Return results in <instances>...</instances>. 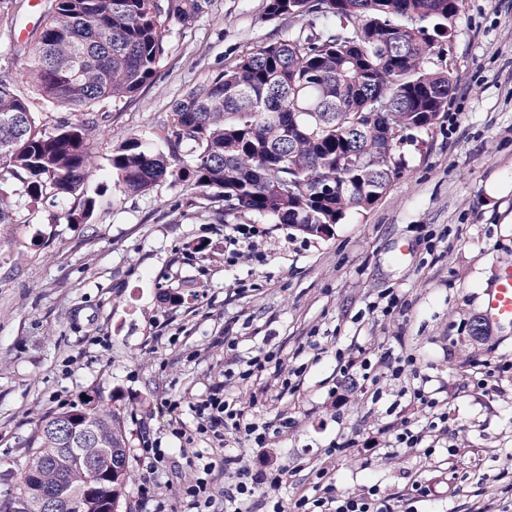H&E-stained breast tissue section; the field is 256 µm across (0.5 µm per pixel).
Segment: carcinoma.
<instances>
[{"label": "carcinoma", "instance_id": "obj_1", "mask_svg": "<svg viewBox=\"0 0 512 512\" xmlns=\"http://www.w3.org/2000/svg\"><path fill=\"white\" fill-rule=\"evenodd\" d=\"M460 0H266L264 18L286 21L288 36L258 45L232 67L191 88L172 107L163 146L132 135L109 158L119 191L148 195L168 180L183 183L225 223L246 215L316 237L386 194L400 173L396 133L427 130L448 107L452 73L429 66L437 39ZM211 0H51L32 33L26 81L14 85L0 66V224L13 207L72 200L48 212L54 224H80L93 202L84 189L97 171L90 137L98 109L135 97L155 79L166 54L164 33L188 27ZM39 106L83 116L73 125L37 124ZM92 426L85 447L64 445L69 432ZM121 470L104 482L85 460ZM11 496L37 501L62 492L100 512H120L131 486L123 417L98 392L45 416L30 440Z\"/></svg>", "mask_w": 512, "mask_h": 512}]
</instances>
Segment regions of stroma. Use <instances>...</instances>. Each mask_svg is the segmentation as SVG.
<instances>
[{
    "instance_id": "stroma-1",
    "label": "stroma",
    "mask_w": 512,
    "mask_h": 512,
    "mask_svg": "<svg viewBox=\"0 0 512 512\" xmlns=\"http://www.w3.org/2000/svg\"><path fill=\"white\" fill-rule=\"evenodd\" d=\"M264 7L213 0L191 28L170 24L153 82L90 140L101 172L86 186L88 223L51 224L22 205L0 224V471L19 464L42 417L97 390L123 416L131 449L146 434L164 449L163 512H225L236 481L228 456L286 472L279 498L256 493L252 512L327 486L397 499L415 480L431 494L408 501L410 512H512V370L501 369L512 330L471 332L485 289L512 269V190L489 192L512 187V0H461L431 56L457 78L447 112L403 139L388 192L329 236L253 217L218 222L180 183L122 195L106 169L113 148L158 137L189 89L287 35ZM43 18L36 0H0V54H11L22 90L19 47ZM393 345L448 416L416 452L394 445L402 421L426 423L410 373L339 372V358L375 360ZM260 354L272 357L265 371L241 380ZM219 384L268 423L265 447L233 430L220 441L176 435L195 427L194 404ZM340 439L354 445L337 455ZM207 463L214 500L190 508L181 489Z\"/></svg>"
}]
</instances>
